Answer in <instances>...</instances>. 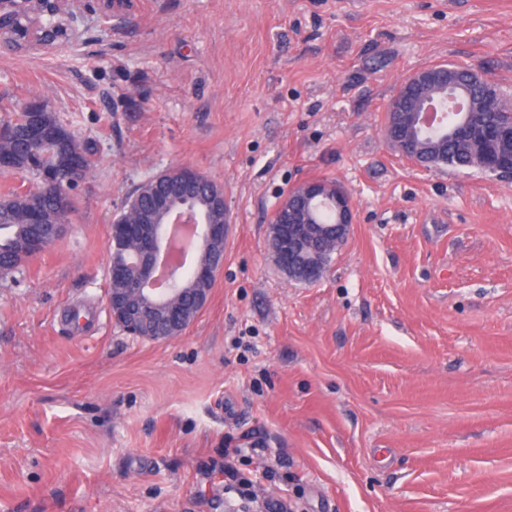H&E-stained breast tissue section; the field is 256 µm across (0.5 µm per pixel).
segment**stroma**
Instances as JSON below:
<instances>
[{"instance_id": "stroma-1", "label": "stroma", "mask_w": 512, "mask_h": 512, "mask_svg": "<svg viewBox=\"0 0 512 512\" xmlns=\"http://www.w3.org/2000/svg\"><path fill=\"white\" fill-rule=\"evenodd\" d=\"M445 63L512 102V0L91 2L68 47L0 51V118L42 98L92 161L65 233L0 278V512H231L229 448L250 512H512V175L385 135ZM175 167L223 187L229 237L158 343L108 313L110 226ZM309 179L354 222L300 283L268 225Z\"/></svg>"}]
</instances>
